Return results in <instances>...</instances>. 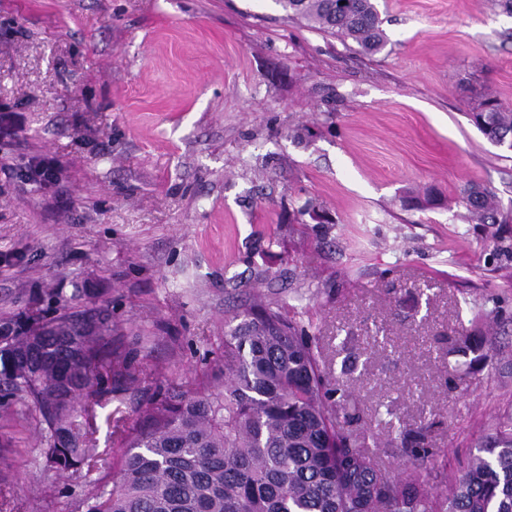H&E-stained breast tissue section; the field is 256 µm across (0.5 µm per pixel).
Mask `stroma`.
I'll use <instances>...</instances> for the list:
<instances>
[{
	"mask_svg": "<svg viewBox=\"0 0 512 512\" xmlns=\"http://www.w3.org/2000/svg\"><path fill=\"white\" fill-rule=\"evenodd\" d=\"M375 3L387 44L366 54L278 0H0V320L38 298L107 307L121 352L184 385L255 299L287 303L380 469L406 458L387 433L422 425L429 478L459 474L512 412V224L460 202L475 186L512 209V150L469 118L481 95L512 103V8ZM45 155L60 187L26 176ZM486 313L473 364L450 347ZM151 383L97 407L99 459L109 415L136 418ZM40 428L0 424V491L88 512V479L45 496Z\"/></svg>",
	"mask_w": 512,
	"mask_h": 512,
	"instance_id": "stroma-1",
	"label": "stroma"
}]
</instances>
